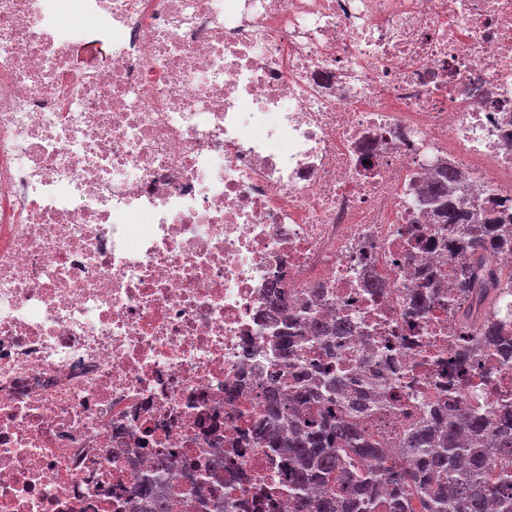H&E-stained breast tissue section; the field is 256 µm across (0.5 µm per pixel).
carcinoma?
Returning a JSON list of instances; mask_svg holds the SVG:
<instances>
[{
    "instance_id": "cac0c4a2",
    "label": "carcinoma",
    "mask_w": 512,
    "mask_h": 512,
    "mask_svg": "<svg viewBox=\"0 0 512 512\" xmlns=\"http://www.w3.org/2000/svg\"><path fill=\"white\" fill-rule=\"evenodd\" d=\"M457 174L451 168L437 171L424 191L423 204L436 224L456 230L461 265L453 288L457 299L452 315L467 332L463 356L512 346L502 335L494 314L500 297L512 293V273L503 270L500 254L512 246V226L494 214H484L479 224L457 210L452 201ZM327 340L326 350H336L335 337L349 326H312ZM323 389L301 386L288 401L274 395L266 416L253 423V441L262 448H276L292 465L289 494L294 512H512V410L500 411L495 423L466 411L446 418L426 415L398 444L402 455L418 456L415 469L396 467V452L378 447L359 426L370 410L361 395L336 394L345 379L326 372ZM372 465L360 468L357 462ZM160 475L137 491L141 512H171Z\"/></svg>"
}]
</instances>
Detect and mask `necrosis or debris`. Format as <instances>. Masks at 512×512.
Returning <instances> with one entry per match:
<instances>
[{
    "label": "necrosis or debris",
    "instance_id": "4bbe7bcc",
    "mask_svg": "<svg viewBox=\"0 0 512 512\" xmlns=\"http://www.w3.org/2000/svg\"><path fill=\"white\" fill-rule=\"evenodd\" d=\"M446 164L512 222V0H0V512L158 474L292 512L251 424L326 366L314 320L381 447L512 407V362L458 360Z\"/></svg>",
    "mask_w": 512,
    "mask_h": 512
}]
</instances>
